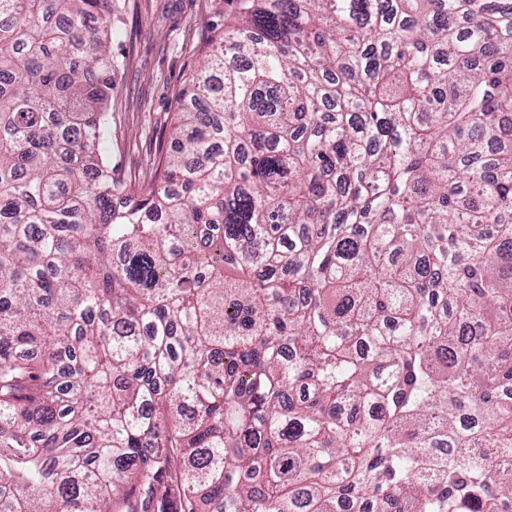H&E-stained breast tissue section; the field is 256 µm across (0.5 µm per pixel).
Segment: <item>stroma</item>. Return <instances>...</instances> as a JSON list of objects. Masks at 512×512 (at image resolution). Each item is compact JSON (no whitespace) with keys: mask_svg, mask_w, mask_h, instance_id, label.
Wrapping results in <instances>:
<instances>
[{"mask_svg":"<svg viewBox=\"0 0 512 512\" xmlns=\"http://www.w3.org/2000/svg\"><path fill=\"white\" fill-rule=\"evenodd\" d=\"M112 137L99 146L119 175L150 171L155 144L168 137L176 94L201 63L211 32L231 23L238 0H114Z\"/></svg>","mask_w":512,"mask_h":512,"instance_id":"stroma-1","label":"stroma"}]
</instances>
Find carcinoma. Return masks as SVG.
<instances>
[{
	"label": "carcinoma",
	"instance_id": "cac0c4a2",
	"mask_svg": "<svg viewBox=\"0 0 512 512\" xmlns=\"http://www.w3.org/2000/svg\"><path fill=\"white\" fill-rule=\"evenodd\" d=\"M240 13L144 181L0 0V512H512V0Z\"/></svg>",
	"mask_w": 512,
	"mask_h": 512
}]
</instances>
